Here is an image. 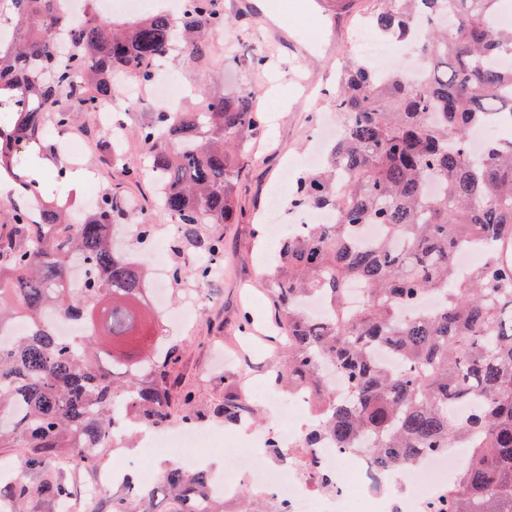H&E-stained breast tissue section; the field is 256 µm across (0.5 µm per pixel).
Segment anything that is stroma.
<instances>
[{"label": "stroma", "mask_w": 512, "mask_h": 512, "mask_svg": "<svg viewBox=\"0 0 512 512\" xmlns=\"http://www.w3.org/2000/svg\"><path fill=\"white\" fill-rule=\"evenodd\" d=\"M371 0H222L230 25L224 35L210 39L211 52L204 57L176 52L165 62L170 80L189 92L180 108L197 110L201 100L233 95L245 89L258 92L261 101L275 97L285 103L281 112H269L265 125L249 145L250 157L236 186L237 218L232 224H216L212 230L224 238V258L209 282L211 296L198 301L197 283H181L171 305L173 313L158 325L157 332L184 341L182 361L172 380L175 391L187 390L198 403L209 405L224 395V382L234 378L241 391H249L262 370L279 361L276 341L278 309L270 293V277L262 266L280 247L270 238L260 219L274 193L283 191L285 162L304 166L311 150L310 137L321 114L331 112V93L345 58L361 56L356 38L357 15ZM260 9L272 22L266 29L254 28L252 9ZM237 60L225 62L226 51ZM264 58L254 68V58ZM161 103L143 98L129 108H113L112 121L124 137L118 164L106 163L104 153L85 152L72 158L64 134L46 128L59 161L70 172H80V186L56 184V192L72 199L79 215L91 213L89 194L116 193L124 212L113 231L116 244L127 252L137 248L135 226L156 225V239H169V216L155 205V192L137 178L145 147L136 135L150 122ZM72 489L69 512H110L112 489L86 500L84 487L95 472L63 471Z\"/></svg>", "instance_id": "35a3bbf8"}]
</instances>
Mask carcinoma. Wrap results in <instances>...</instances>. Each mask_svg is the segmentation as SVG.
<instances>
[{"label":"carcinoma","mask_w":512,"mask_h":512,"mask_svg":"<svg viewBox=\"0 0 512 512\" xmlns=\"http://www.w3.org/2000/svg\"><path fill=\"white\" fill-rule=\"evenodd\" d=\"M8 2L0 181L16 185V198L0 224V333L17 322L26 329L0 339V447L28 449L23 469L44 478L30 487L0 469V484L13 506L32 496L62 504L71 487L49 467L69 457L79 470L98 468L92 449L106 447L123 419L157 428L254 416L231 383L213 407L190 392L173 395L182 347H158L146 266L112 246L121 214L113 195L71 220L68 205L45 201L29 174L30 148L47 155L46 123L68 130L79 113L112 101L117 77L154 80L155 62L178 46L202 53L226 21L219 0H182L178 18L161 11L123 26L95 14L75 20L64 0ZM502 2L373 0L365 25L383 39L421 43V77L382 78L364 59H347L333 99L339 135L325 165L299 176L290 194L293 207L331 210L335 220L289 233L271 283L285 332L272 383L315 395L303 447L326 436L355 450L369 436L380 462L393 465L468 448L447 512H512V140H489L477 157L468 142L475 129L512 126V68L496 61L512 50V30L494 27ZM65 31L62 57L55 39ZM262 124L254 93L244 91L210 97L197 112H159L139 128L144 176L194 252L224 255V239L201 228L235 222L234 188ZM370 224L380 232L364 243L359 233ZM465 247L484 248L486 260L460 274L453 256ZM188 274L206 281L211 267L183 261L170 277L177 284ZM352 281L366 292L358 308L346 299ZM315 297L322 314L304 306ZM426 298L438 307L405 316ZM50 313L86 334L65 339ZM375 351L402 369L379 366ZM324 367L344 376L353 400L326 387ZM461 400L472 403L469 413L448 416ZM210 482L206 468L170 467L153 488L112 496L111 512H224V501L206 495Z\"/></svg>","instance_id":"cac0c4a2"}]
</instances>
